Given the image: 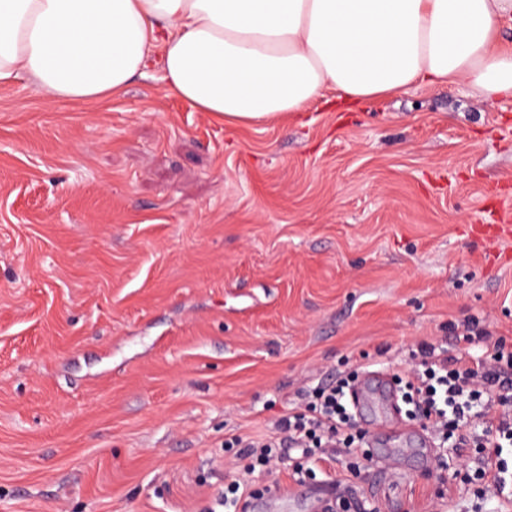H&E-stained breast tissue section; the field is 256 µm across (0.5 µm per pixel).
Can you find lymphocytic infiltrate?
Returning a JSON list of instances; mask_svg holds the SVG:
<instances>
[{
  "label": "lymphocytic infiltrate",
  "instance_id": "f902f5d3",
  "mask_svg": "<svg viewBox=\"0 0 512 512\" xmlns=\"http://www.w3.org/2000/svg\"><path fill=\"white\" fill-rule=\"evenodd\" d=\"M448 330L466 340H487L488 362L477 371L466 355L450 358L435 345L420 343L411 364L397 374L401 399L440 447L455 442L479 448L478 462L464 480L477 484L489 498L511 469L502 453L512 447V342L491 338L473 319L449 325ZM355 381V376H342L302 392L300 404L279 420L273 433L233 438L246 476L284 464L294 477L312 478L322 466L354 456L365 445L347 399ZM293 448L299 449V456H290Z\"/></svg>",
  "mask_w": 512,
  "mask_h": 512
}]
</instances>
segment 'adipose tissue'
<instances>
[{"label": "adipose tissue", "mask_w": 512, "mask_h": 512, "mask_svg": "<svg viewBox=\"0 0 512 512\" xmlns=\"http://www.w3.org/2000/svg\"><path fill=\"white\" fill-rule=\"evenodd\" d=\"M162 49L169 89L258 123L336 89L364 102L460 80L512 98V0H0V83L95 101Z\"/></svg>", "instance_id": "obj_1"}]
</instances>
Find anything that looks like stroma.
I'll return each mask as SVG.
<instances>
[{
  "instance_id": "1",
  "label": "stroma",
  "mask_w": 512,
  "mask_h": 512,
  "mask_svg": "<svg viewBox=\"0 0 512 512\" xmlns=\"http://www.w3.org/2000/svg\"><path fill=\"white\" fill-rule=\"evenodd\" d=\"M230 124L148 75L98 102L0 85V512H225L302 391L393 374L418 342L512 340V98L462 81ZM471 448L367 464L369 512H503ZM344 464L296 481L342 492ZM260 490L254 489L246 480H233L224 487V507H237L243 497H254L260 494Z\"/></svg>"
}]
</instances>
